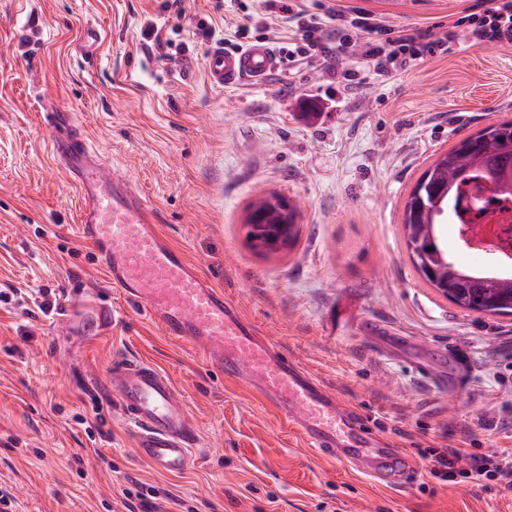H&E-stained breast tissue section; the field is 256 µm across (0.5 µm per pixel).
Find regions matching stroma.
<instances>
[{
    "label": "stroma",
    "mask_w": 512,
    "mask_h": 512,
    "mask_svg": "<svg viewBox=\"0 0 512 512\" xmlns=\"http://www.w3.org/2000/svg\"><path fill=\"white\" fill-rule=\"evenodd\" d=\"M474 2L331 0L438 36ZM261 10L259 0H0V490L14 512H125L130 475L179 499L172 512H512V492L438 482L419 455L512 448V315L439 294L414 267L403 226L440 154L512 120V45L462 35L397 76L349 50L291 63L294 30L265 29ZM241 26L248 41L276 46L279 65L262 84L214 87L207 53ZM88 29L99 35L89 57ZM55 110L74 114L260 336L411 458L399 486L318 455L255 389L164 336L104 281L51 154L45 115ZM272 192L301 200L298 238L262 254L244 222ZM97 294L122 315L103 336L78 321L60 332L40 308ZM378 323L403 344L376 339ZM455 347L472 357L458 397L438 384ZM122 357L153 362L185 395L200 429L185 475L135 457L107 384Z\"/></svg>",
    "instance_id": "obj_1"
}]
</instances>
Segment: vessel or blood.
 Returning a JSON list of instances; mask_svg holds the SVG:
<instances>
[{
    "mask_svg": "<svg viewBox=\"0 0 512 512\" xmlns=\"http://www.w3.org/2000/svg\"><path fill=\"white\" fill-rule=\"evenodd\" d=\"M278 63L271 43L259 41L239 50H211L206 71L219 88L242 79L259 84ZM49 120L55 130L52 153L77 192L79 227L107 283L165 336L198 347L225 377L248 378L309 448L379 480L398 481L409 466L401 451L372 438L361 414L258 335L223 290L160 231L146 198L90 149L70 113L53 112ZM452 359L455 373L448 390L457 394L467 384L470 357L462 351ZM108 385L142 462L173 476L194 465L199 427L165 372L129 359L111 366Z\"/></svg>",
    "mask_w": 512,
    "mask_h": 512,
    "instance_id": "obj_1",
    "label": "vessel or blood"
}]
</instances>
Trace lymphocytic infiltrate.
<instances>
[{
    "label": "lymphocytic infiltrate",
    "mask_w": 512,
    "mask_h": 512,
    "mask_svg": "<svg viewBox=\"0 0 512 512\" xmlns=\"http://www.w3.org/2000/svg\"><path fill=\"white\" fill-rule=\"evenodd\" d=\"M281 17L295 25L299 38L289 58L307 60L318 53H327L329 47L322 36L324 18H338L336 36L348 42L353 33L365 38V58L374 71L398 73L406 71L411 62L445 51L456 41L459 32H466L473 44H512V0H492L482 12L462 16L448 25L444 37H434L430 29H394L374 18L359 7L339 12L326 7L324 15L312 14L303 0H286L280 7ZM422 458L430 462L429 474L441 482L464 478L475 483L491 482L512 491V448L489 453L469 454L462 448H427ZM468 458L466 470H459L461 458Z\"/></svg>",
    "instance_id": "obj_1"
}]
</instances>
